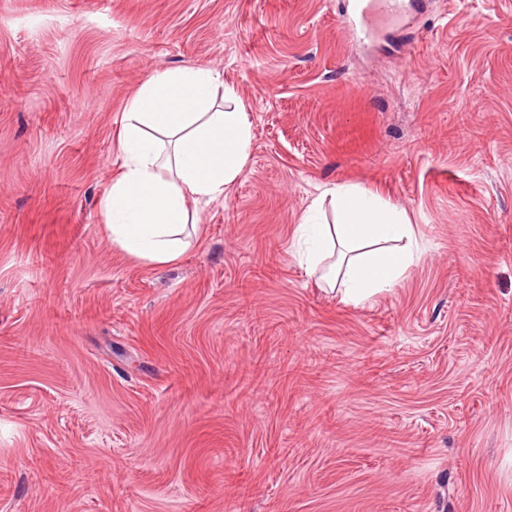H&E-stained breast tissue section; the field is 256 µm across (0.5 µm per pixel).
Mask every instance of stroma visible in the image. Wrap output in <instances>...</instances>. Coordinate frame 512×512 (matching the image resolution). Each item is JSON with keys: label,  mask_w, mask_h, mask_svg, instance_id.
I'll return each instance as SVG.
<instances>
[{"label": "stroma", "mask_w": 512, "mask_h": 512, "mask_svg": "<svg viewBox=\"0 0 512 512\" xmlns=\"http://www.w3.org/2000/svg\"><path fill=\"white\" fill-rule=\"evenodd\" d=\"M347 0H0V512H512V0L351 49ZM253 144L163 269L99 201L147 75ZM348 183L421 253L353 305L294 254Z\"/></svg>", "instance_id": "35a3bbf8"}]
</instances>
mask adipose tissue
Listing matches in <instances>:
<instances>
[{
    "mask_svg": "<svg viewBox=\"0 0 512 512\" xmlns=\"http://www.w3.org/2000/svg\"><path fill=\"white\" fill-rule=\"evenodd\" d=\"M220 96L228 109L217 108ZM251 144L250 115L220 72L185 66L149 75L122 116V166L99 202L112 244L156 268L179 261L190 246L194 207L236 183ZM326 193L299 226L301 262L347 303L393 288L419 259L405 211L353 185ZM327 198L338 216L333 224L317 219Z\"/></svg>",
    "mask_w": 512,
    "mask_h": 512,
    "instance_id": "ef3b65f1",
    "label": "adipose tissue"
}]
</instances>
